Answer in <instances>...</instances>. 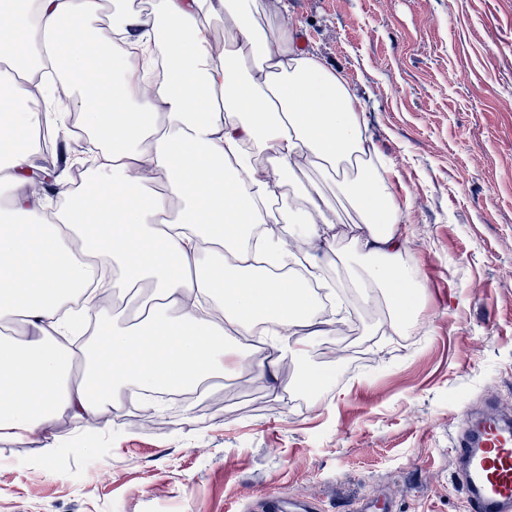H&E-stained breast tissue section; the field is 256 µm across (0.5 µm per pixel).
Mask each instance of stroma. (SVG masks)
Here are the masks:
<instances>
[{
    "mask_svg": "<svg viewBox=\"0 0 512 512\" xmlns=\"http://www.w3.org/2000/svg\"><path fill=\"white\" fill-rule=\"evenodd\" d=\"M345 77L391 191L416 325L389 333L347 201L323 286L344 309L289 374L244 366L171 407L164 428L97 432L67 416L0 438V512H262L265 497L350 512H467L451 448L463 413L498 396L512 416V0H265Z\"/></svg>",
    "mask_w": 512,
    "mask_h": 512,
    "instance_id": "stroma-1",
    "label": "stroma"
}]
</instances>
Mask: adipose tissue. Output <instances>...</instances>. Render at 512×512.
Masks as SVG:
<instances>
[{"mask_svg":"<svg viewBox=\"0 0 512 512\" xmlns=\"http://www.w3.org/2000/svg\"><path fill=\"white\" fill-rule=\"evenodd\" d=\"M264 0H0V436L22 441L65 414L91 430L120 417L130 387L192 389L234 374L240 337L270 326L260 373L300 355V330L329 320L309 280L338 221L303 164L335 174L372 257L359 287L381 290L406 320L415 270L402 262L405 212L352 106L345 78L291 32L266 28ZM230 29L222 52L207 32ZM56 76L79 91L99 150L80 186L49 208L26 174L24 140L52 101L29 86ZM289 221L288 237L253 238ZM120 293L141 284L148 314L83 304L100 267ZM96 321L91 348L60 337Z\"/></svg>","mask_w":512,"mask_h":512,"instance_id":"1","label":"adipose tissue"}]
</instances>
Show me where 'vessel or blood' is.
<instances>
[{
    "instance_id": "vessel-or-blood-1",
    "label": "vessel or blood",
    "mask_w": 512,
    "mask_h": 512,
    "mask_svg": "<svg viewBox=\"0 0 512 512\" xmlns=\"http://www.w3.org/2000/svg\"><path fill=\"white\" fill-rule=\"evenodd\" d=\"M456 456L469 512H512V418L463 415Z\"/></svg>"
}]
</instances>
